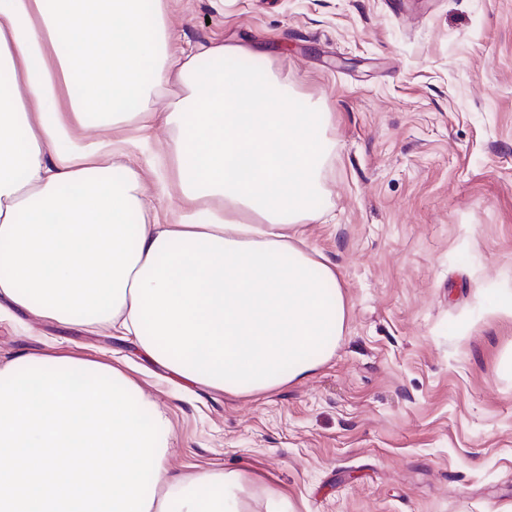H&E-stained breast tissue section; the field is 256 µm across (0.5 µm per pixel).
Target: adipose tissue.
<instances>
[{
	"mask_svg": "<svg viewBox=\"0 0 512 512\" xmlns=\"http://www.w3.org/2000/svg\"><path fill=\"white\" fill-rule=\"evenodd\" d=\"M166 17V0H0V316L112 327L229 393L303 379L345 321L335 267L304 240L330 119L238 65L260 47L191 54ZM166 85L183 97L151 110ZM121 123L169 129L178 220L150 215L117 161ZM243 489L233 473L163 467L149 512H250Z\"/></svg>",
	"mask_w": 512,
	"mask_h": 512,
	"instance_id": "obj_1",
	"label": "adipose tissue"
}]
</instances>
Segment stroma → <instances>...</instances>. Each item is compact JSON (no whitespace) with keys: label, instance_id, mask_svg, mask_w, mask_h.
Listing matches in <instances>:
<instances>
[{"label":"stroma","instance_id":"obj_1","mask_svg":"<svg viewBox=\"0 0 512 512\" xmlns=\"http://www.w3.org/2000/svg\"><path fill=\"white\" fill-rule=\"evenodd\" d=\"M167 21L186 48L262 45L333 115L305 227L345 298L333 355L235 395L107 330L20 313L0 322V361L121 368L168 416V470L249 476L251 512H512V0H169ZM118 135L176 219L168 130Z\"/></svg>","mask_w":512,"mask_h":512}]
</instances>
